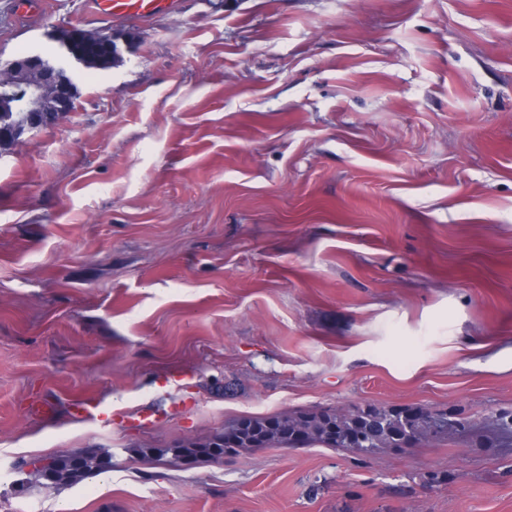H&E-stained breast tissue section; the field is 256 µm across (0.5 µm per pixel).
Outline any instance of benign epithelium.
Here are the masks:
<instances>
[{"mask_svg":"<svg viewBox=\"0 0 512 512\" xmlns=\"http://www.w3.org/2000/svg\"><path fill=\"white\" fill-rule=\"evenodd\" d=\"M67 52L81 63H88L93 56L107 52L115 47V35L112 29L103 28L93 39L82 37L80 45L65 40ZM11 79L0 84V139L19 138L24 133L44 125L42 115L46 108L44 100L51 102L64 100L67 88L58 80L59 70L48 60L37 54L19 57L9 65ZM420 426L434 432L445 429L453 434L461 430L460 420L450 415L445 418L424 416ZM54 457L34 458L27 462L28 470L38 476H44L54 468Z\"/></svg>","mask_w":512,"mask_h":512,"instance_id":"1","label":"benign epithelium"}]
</instances>
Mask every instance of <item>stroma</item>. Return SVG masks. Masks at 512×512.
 <instances>
[{
    "label": "stroma",
    "instance_id": "obj_1",
    "mask_svg": "<svg viewBox=\"0 0 512 512\" xmlns=\"http://www.w3.org/2000/svg\"><path fill=\"white\" fill-rule=\"evenodd\" d=\"M15 2L0 74L61 62L74 109L0 150V512H512L492 436L512 413V0H182L106 24L90 0ZM105 25L116 64L67 56L66 32ZM86 397L149 417L103 430L73 413ZM365 405L479 430L159 454ZM88 450L111 469L27 472ZM77 458H98L92 451H86L83 454L74 455ZM69 455L56 456L57 465L55 470L48 476L49 471L54 468V457L34 458L27 462L28 470L42 477L51 484H74L81 481L87 473L93 469L102 471L108 468L110 462L102 460H79Z\"/></svg>",
    "mask_w": 512,
    "mask_h": 512
}]
</instances>
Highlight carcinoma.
<instances>
[{
    "instance_id": "carcinoma-1",
    "label": "carcinoma",
    "mask_w": 512,
    "mask_h": 512,
    "mask_svg": "<svg viewBox=\"0 0 512 512\" xmlns=\"http://www.w3.org/2000/svg\"><path fill=\"white\" fill-rule=\"evenodd\" d=\"M413 414L411 407L357 406L347 414L321 409L262 418L241 417L224 426V441H236L246 448H300L321 444L328 448H347L366 457L383 448H401ZM180 448L192 453L196 463L216 459L214 449L207 444H182ZM56 460L55 470L45 477L52 484H74L90 471H102L109 466L106 461L79 460L69 455H59Z\"/></svg>"
}]
</instances>
